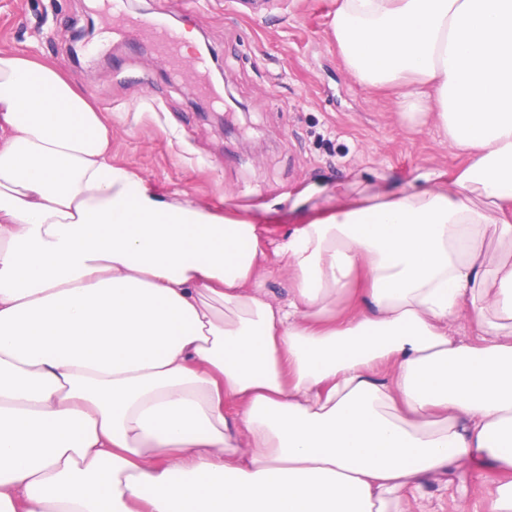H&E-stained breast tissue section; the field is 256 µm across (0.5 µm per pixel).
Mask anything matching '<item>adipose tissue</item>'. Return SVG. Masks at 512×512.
Returning <instances> with one entry per match:
<instances>
[{
	"mask_svg": "<svg viewBox=\"0 0 512 512\" xmlns=\"http://www.w3.org/2000/svg\"><path fill=\"white\" fill-rule=\"evenodd\" d=\"M331 31L469 161L275 244L113 164L89 96L0 50V512H407L512 471V0H340ZM263 288L269 295L281 300L288 299V289L291 288L292 282L288 277V272L279 264V262L272 260L269 263L267 271L262 277ZM511 472L489 470L483 474H445L430 480L423 488L425 511L457 512L461 501L468 512H488L489 492Z\"/></svg>",
	"mask_w": 512,
	"mask_h": 512,
	"instance_id": "obj_1",
	"label": "adipose tissue"
}]
</instances>
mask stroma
<instances>
[{
    "mask_svg": "<svg viewBox=\"0 0 512 512\" xmlns=\"http://www.w3.org/2000/svg\"><path fill=\"white\" fill-rule=\"evenodd\" d=\"M89 0H0V48L55 62L110 117L112 161L159 194L239 216L279 236L336 204V186L395 192L416 175H448L467 158L434 123L405 120L392 91H371L345 68L330 20L336 0H125L127 13L191 31L224 68L216 89L234 102L217 126L189 87L195 57L174 68L107 16L72 62ZM504 472L445 474L408 512H487Z\"/></svg>",
    "mask_w": 512,
    "mask_h": 512,
    "instance_id": "stroma-1",
    "label": "stroma"
}]
</instances>
